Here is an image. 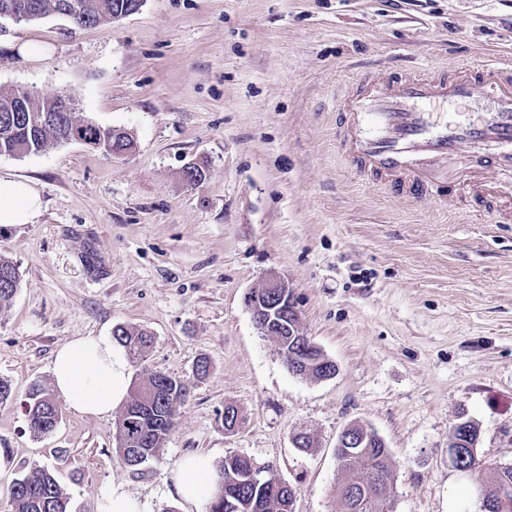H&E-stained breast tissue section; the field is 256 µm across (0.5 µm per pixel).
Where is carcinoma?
Instances as JSON below:
<instances>
[{
  "instance_id": "obj_1",
  "label": "carcinoma",
  "mask_w": 512,
  "mask_h": 512,
  "mask_svg": "<svg viewBox=\"0 0 512 512\" xmlns=\"http://www.w3.org/2000/svg\"><path fill=\"white\" fill-rule=\"evenodd\" d=\"M127 0H0V11L13 10L23 22H35L52 14L68 19L81 28L112 23L126 17ZM14 92L0 93V155L23 156L39 153L51 145L90 139L107 155L112 151L127 154L135 149L134 137L126 130L102 127L82 119L74 112H56L46 117V98L28 93L25 111L16 112ZM184 179L192 186L201 185L207 177L206 166L191 164ZM22 280L13 261L0 257V308L11 303ZM266 311L284 324L290 323L285 305L267 296L262 299ZM112 338L126 349L133 362L142 358L150 344L149 334L126 324L112 329ZM282 346L278 352L284 365L306 360L291 373L319 379L326 371H336V364L326 363L320 348L307 353L305 344L284 330V335L271 337ZM155 388L154 398L146 402L132 392L116 424V452L124 463L138 468L154 457L175 426L176 403L183 400L187 387L164 374H150ZM59 412L55 401L43 390L34 388L28 395L27 413L33 434L48 432L50 418ZM470 430L479 437L478 424L460 415L453 428L448 448L460 453L459 464L479 480L484 488L482 512H512V464L491 462L481 458L477 442L465 447L458 444L461 431ZM355 445L336 449L341 473L334 490L337 512H391L393 477L389 448L373 431L353 426ZM256 467L249 458L228 455L217 466L222 496L212 497L207 512H286L294 504V489L282 482H257L252 478ZM12 512H68V498L55 476L47 469L33 467L12 486Z\"/></svg>"
}]
</instances>
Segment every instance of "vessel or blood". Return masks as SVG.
<instances>
[{
    "label": "vessel or blood",
    "mask_w": 512,
    "mask_h": 512,
    "mask_svg": "<svg viewBox=\"0 0 512 512\" xmlns=\"http://www.w3.org/2000/svg\"><path fill=\"white\" fill-rule=\"evenodd\" d=\"M475 106V120L451 107ZM337 146L357 172L394 192L420 198L441 165L467 155L512 166V61L483 58L425 77L379 72L361 78L341 103ZM461 187L495 222H512V191L469 174Z\"/></svg>",
    "instance_id": "1"
}]
</instances>
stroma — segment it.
<instances>
[{"instance_id": "stroma-1", "label": "stroma", "mask_w": 512, "mask_h": 512, "mask_svg": "<svg viewBox=\"0 0 512 512\" xmlns=\"http://www.w3.org/2000/svg\"><path fill=\"white\" fill-rule=\"evenodd\" d=\"M21 40L53 53H5ZM485 56L512 58V0H145L81 29L8 23L0 91L69 93L79 117L128 130L137 148L0 156V178L30 181L43 201L35 223L0 229V256L23 274L0 309V378L13 389L0 402V512L36 465L70 512H104L116 489L142 512H195L172 480L192 454L271 465L295 512H334L336 440L354 424L391 452L392 512H481L448 443L463 412L479 455L512 462V223L463 203L451 169L419 200L357 175L336 148V101L378 66L424 76ZM195 162L208 177L192 187L182 171ZM272 275L335 377L293 375L260 336L244 297ZM119 323L152 335L132 378L189 387L137 469L115 451L117 416L65 406L37 436L26 413L32 385L52 390L62 345ZM301 430L310 451L293 445Z\"/></svg>"}]
</instances>
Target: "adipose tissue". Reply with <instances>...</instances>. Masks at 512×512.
Listing matches in <instances>:
<instances>
[{
  "mask_svg": "<svg viewBox=\"0 0 512 512\" xmlns=\"http://www.w3.org/2000/svg\"><path fill=\"white\" fill-rule=\"evenodd\" d=\"M38 191L23 180L0 179V226L31 224L42 211ZM54 388L75 411L111 415L127 398L130 368L125 348L109 336L79 337L61 346L52 364ZM217 473L209 456L184 459L174 474L179 496L205 504L216 489Z\"/></svg>",
  "mask_w": 512,
  "mask_h": 512,
  "instance_id": "adipose-tissue-1",
  "label": "adipose tissue"
}]
</instances>
